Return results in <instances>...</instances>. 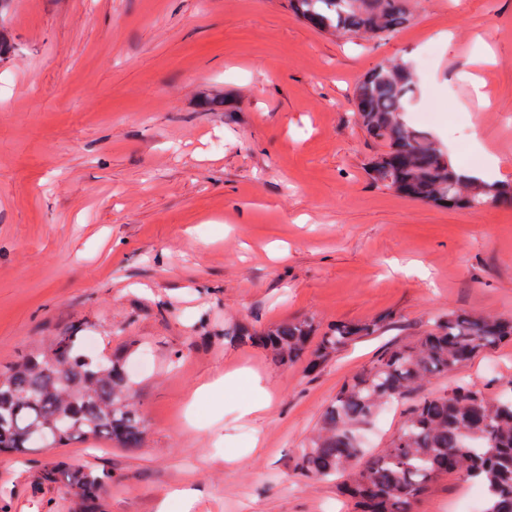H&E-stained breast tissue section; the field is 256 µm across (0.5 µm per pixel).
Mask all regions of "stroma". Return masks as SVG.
I'll return each mask as SVG.
<instances>
[{
  "label": "stroma",
  "instance_id": "obj_1",
  "mask_svg": "<svg viewBox=\"0 0 512 512\" xmlns=\"http://www.w3.org/2000/svg\"><path fill=\"white\" fill-rule=\"evenodd\" d=\"M0 23V369L85 323L131 369L145 442L72 441L0 453V512H80L49 483L58 461L107 481L95 512H353L337 481L300 476L343 382L440 314L512 318V203L447 210L373 182L383 148L358 123L356 84L412 66L430 134L458 163L489 155L512 181V0H415L391 34L337 37L288 0H8ZM389 316L320 368L224 341L263 329ZM249 386L195 396L227 373ZM512 379V343L424 386ZM408 400L362 433L384 448ZM193 493L184 509L178 491Z\"/></svg>",
  "mask_w": 512,
  "mask_h": 512
}]
</instances>
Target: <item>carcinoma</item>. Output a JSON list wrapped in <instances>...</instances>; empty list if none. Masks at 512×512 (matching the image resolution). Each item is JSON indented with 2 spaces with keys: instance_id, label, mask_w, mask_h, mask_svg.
I'll use <instances>...</instances> for the list:
<instances>
[{
  "instance_id": "obj_1",
  "label": "carcinoma",
  "mask_w": 512,
  "mask_h": 512,
  "mask_svg": "<svg viewBox=\"0 0 512 512\" xmlns=\"http://www.w3.org/2000/svg\"><path fill=\"white\" fill-rule=\"evenodd\" d=\"M290 6L319 30L341 35L381 37L412 18L409 0H290ZM415 86L406 63L388 61L355 87L359 119L385 147L370 163L371 179L406 198L448 209H478L511 199L512 183L464 175L430 134L408 123ZM384 327L382 318L336 322L318 337L306 317L266 329L237 322L224 330V339L267 351L278 363L305 359L312 371ZM82 340L76 329L55 336L0 376V452L71 441L143 446L127 354L92 357ZM508 341L512 319L451 311L417 342L386 349L341 386L301 457L300 475L327 478L346 471L362 454L358 433L377 408ZM46 475L80 506L97 499L102 485V478L68 463L49 467ZM445 475L482 486L486 512H512V379L497 397L466 383L422 397L405 410L388 447L348 474L342 492L355 501L357 512H413L427 484Z\"/></svg>"
}]
</instances>
